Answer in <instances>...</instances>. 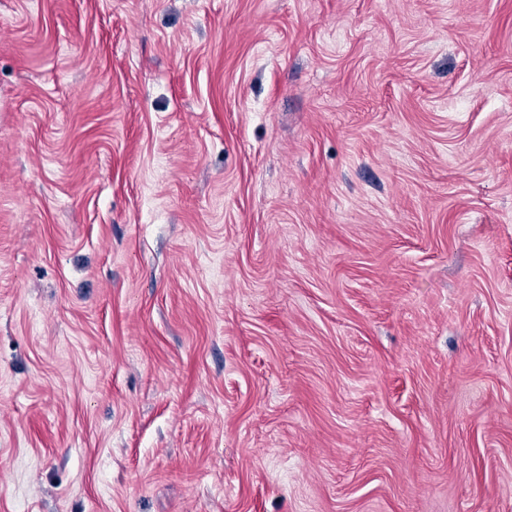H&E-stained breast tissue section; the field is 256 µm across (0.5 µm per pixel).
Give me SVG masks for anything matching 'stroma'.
<instances>
[{
  "instance_id": "35a3bbf8",
  "label": "stroma",
  "mask_w": 512,
  "mask_h": 512,
  "mask_svg": "<svg viewBox=\"0 0 512 512\" xmlns=\"http://www.w3.org/2000/svg\"><path fill=\"white\" fill-rule=\"evenodd\" d=\"M0 512H512V0H0Z\"/></svg>"
}]
</instances>
